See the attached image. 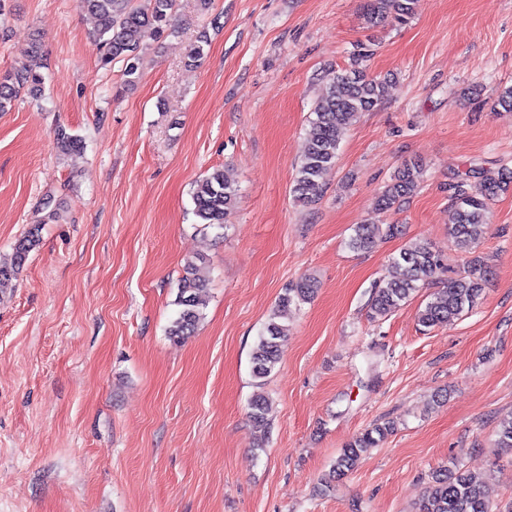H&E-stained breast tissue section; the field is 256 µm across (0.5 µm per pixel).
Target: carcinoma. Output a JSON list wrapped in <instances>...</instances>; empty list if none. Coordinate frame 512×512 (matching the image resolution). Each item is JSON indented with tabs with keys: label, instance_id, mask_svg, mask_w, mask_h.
<instances>
[{
	"label": "carcinoma",
	"instance_id": "obj_1",
	"mask_svg": "<svg viewBox=\"0 0 512 512\" xmlns=\"http://www.w3.org/2000/svg\"><path fill=\"white\" fill-rule=\"evenodd\" d=\"M415 0H370L368 19L372 23L389 17L400 24L413 15ZM80 11L96 22V35L104 49V60L123 63V76L132 84L140 74L142 40L148 31L162 36L171 30L175 0H77ZM370 49L360 46L350 63L330 78V84L318 96L309 121L307 150L296 166L293 193L297 201L309 204L322 195L319 179L323 171L336 164L344 130L359 114L373 110L385 97L387 81L371 77L365 69ZM32 63L15 67L0 76V112L7 111L21 93L37 100L42 96L43 76L35 61L39 59V43L33 42ZM54 140L64 153L81 150V140L65 128L55 129ZM422 166L406 164L378 198L377 206L389 210L401 205L420 188ZM512 186V168L502 165L495 171L474 166L465 172L448 174V195L454 206V223L449 235L462 251L472 250L487 224L490 223L489 202L498 192ZM238 187L220 168L196 183L193 192L194 215L205 227L222 230L232 213ZM400 233L397 224H360L350 237L349 246L357 251L371 249L382 237ZM40 243L39 225H34L14 245L11 260L0 261V291L13 285L28 254ZM199 258H189L184 275L178 283V310L166 329L169 338L179 342L193 335L204 319L206 304L202 294L207 280L199 275ZM400 274L374 284L370 301L371 318L386 317L429 284L441 270L437 249L424 241H414L399 252L393 261ZM487 281L484 264L472 259L462 277H449L419 310L418 321L433 328L472 310L480 302ZM315 281L304 278L283 289L278 302L251 353L252 374L255 379L267 378L280 360L288 326L280 318L292 306L312 297ZM269 397L258 392L250 402L249 416L257 428L268 425ZM394 424H377L353 438L341 449L322 480L325 488L352 473L372 448L392 434ZM499 448H512V418L500 422L496 430ZM418 512H501L499 503L489 489L469 473L444 468L433 473L432 485L422 497Z\"/></svg>",
	"mask_w": 512,
	"mask_h": 512
}]
</instances>
